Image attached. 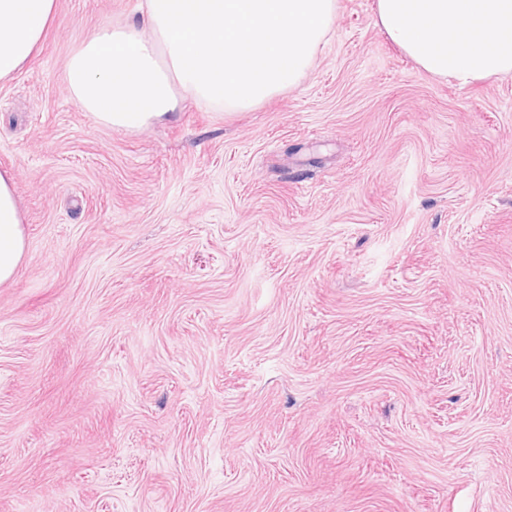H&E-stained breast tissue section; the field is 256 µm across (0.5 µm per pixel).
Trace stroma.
I'll list each match as a JSON object with an SVG mask.
<instances>
[{"label":"stroma","instance_id":"1","mask_svg":"<svg viewBox=\"0 0 512 512\" xmlns=\"http://www.w3.org/2000/svg\"><path fill=\"white\" fill-rule=\"evenodd\" d=\"M143 2L0 81V512H512V77L338 0L297 87L107 127L66 63ZM15 196V174L0 170V285L10 281L22 262L26 235Z\"/></svg>","mask_w":512,"mask_h":512}]
</instances>
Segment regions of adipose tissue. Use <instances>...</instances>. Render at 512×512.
<instances>
[{
  "mask_svg": "<svg viewBox=\"0 0 512 512\" xmlns=\"http://www.w3.org/2000/svg\"><path fill=\"white\" fill-rule=\"evenodd\" d=\"M56 0H0V80L40 49ZM378 26L432 77L469 85L512 76V0H374ZM26 235L15 174L0 170V285L22 262Z\"/></svg>",
  "mask_w": 512,
  "mask_h": 512,
  "instance_id": "adipose-tissue-1",
  "label": "adipose tissue"
}]
</instances>
